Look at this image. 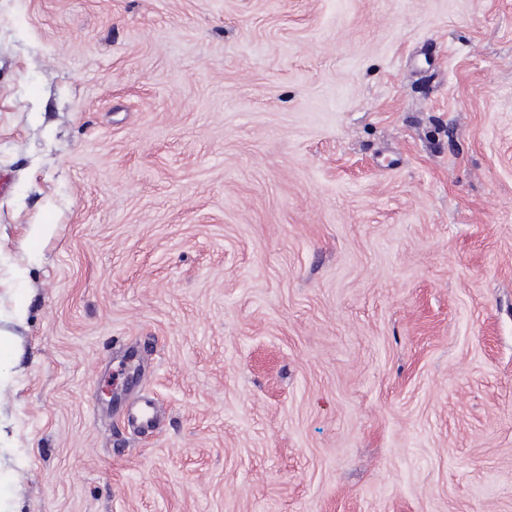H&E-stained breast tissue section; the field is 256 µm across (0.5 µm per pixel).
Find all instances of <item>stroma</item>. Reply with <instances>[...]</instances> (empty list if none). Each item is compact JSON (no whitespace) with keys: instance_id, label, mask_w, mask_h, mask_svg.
<instances>
[{"instance_id":"obj_1","label":"stroma","mask_w":512,"mask_h":512,"mask_svg":"<svg viewBox=\"0 0 512 512\" xmlns=\"http://www.w3.org/2000/svg\"><path fill=\"white\" fill-rule=\"evenodd\" d=\"M0 512H512V0H0ZM125 420L140 433H153L158 428L159 414L152 399H144L137 406L126 409Z\"/></svg>"}]
</instances>
